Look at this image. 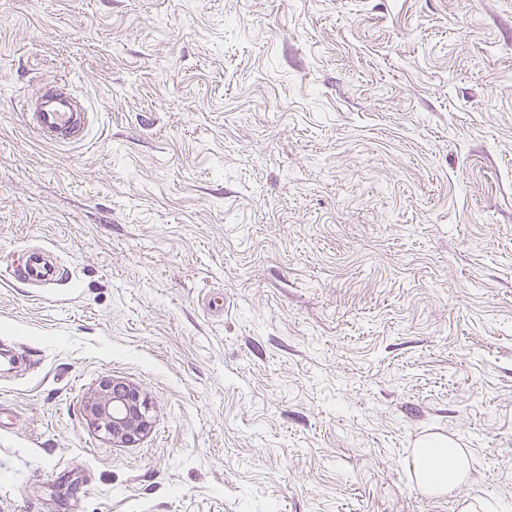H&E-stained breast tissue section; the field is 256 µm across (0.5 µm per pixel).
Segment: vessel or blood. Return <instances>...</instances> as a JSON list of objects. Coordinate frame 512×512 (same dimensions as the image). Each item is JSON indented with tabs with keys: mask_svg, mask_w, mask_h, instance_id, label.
<instances>
[{
	"mask_svg": "<svg viewBox=\"0 0 512 512\" xmlns=\"http://www.w3.org/2000/svg\"><path fill=\"white\" fill-rule=\"evenodd\" d=\"M24 107L28 125L47 143L77 145L87 137L91 114L69 93L43 87L31 93ZM6 273L26 285L47 287L58 284L65 270L52 252L27 247L20 251L17 265L7 267Z\"/></svg>",
	"mask_w": 512,
	"mask_h": 512,
	"instance_id": "b4317fda",
	"label": "vessel or blood"
}]
</instances>
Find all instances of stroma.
I'll return each instance as SVG.
<instances>
[{
  "label": "stroma",
  "instance_id": "stroma-1",
  "mask_svg": "<svg viewBox=\"0 0 512 512\" xmlns=\"http://www.w3.org/2000/svg\"><path fill=\"white\" fill-rule=\"evenodd\" d=\"M60 85L78 145L21 117ZM30 245L68 278L0 277V512H512V0H0V269ZM83 418L115 448H129L152 430L154 406L140 386L102 377L84 395ZM413 469L419 490L449 492L462 482L468 460L461 450L448 447L446 439L431 438L415 448Z\"/></svg>",
  "mask_w": 512,
  "mask_h": 512
}]
</instances>
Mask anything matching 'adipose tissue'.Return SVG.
Here are the masks:
<instances>
[{
	"label": "adipose tissue",
	"instance_id": "1",
	"mask_svg": "<svg viewBox=\"0 0 512 512\" xmlns=\"http://www.w3.org/2000/svg\"><path fill=\"white\" fill-rule=\"evenodd\" d=\"M416 486L422 491H452L468 469L463 452L450 448L446 439L432 438L413 453Z\"/></svg>",
	"mask_w": 512,
	"mask_h": 512
}]
</instances>
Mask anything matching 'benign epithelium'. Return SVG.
Listing matches in <instances>:
<instances>
[{
	"instance_id": "1",
	"label": "benign epithelium",
	"mask_w": 512,
	"mask_h": 512,
	"mask_svg": "<svg viewBox=\"0 0 512 512\" xmlns=\"http://www.w3.org/2000/svg\"><path fill=\"white\" fill-rule=\"evenodd\" d=\"M83 418L114 448H129L152 430L154 406L140 386L102 377L84 395Z\"/></svg>"
}]
</instances>
